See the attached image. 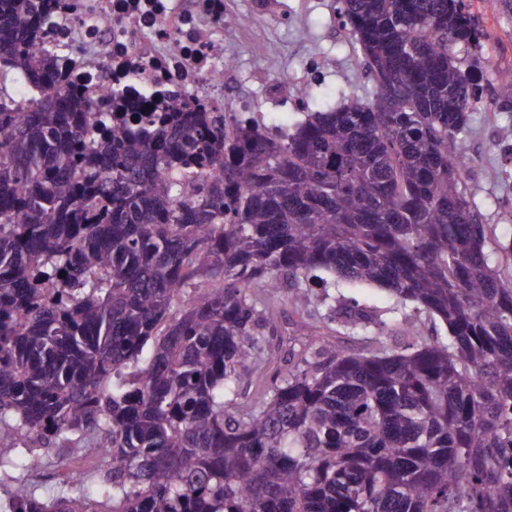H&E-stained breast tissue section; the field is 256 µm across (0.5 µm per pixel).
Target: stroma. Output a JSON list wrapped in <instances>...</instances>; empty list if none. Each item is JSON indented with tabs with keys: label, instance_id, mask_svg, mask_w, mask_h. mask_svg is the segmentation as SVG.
Here are the masks:
<instances>
[{
	"label": "stroma",
	"instance_id": "stroma-1",
	"mask_svg": "<svg viewBox=\"0 0 512 512\" xmlns=\"http://www.w3.org/2000/svg\"><path fill=\"white\" fill-rule=\"evenodd\" d=\"M290 23H269L262 46L234 43L236 67L249 76L258 65H266L273 81H293L301 74L307 58L326 56L329 65L321 85L310 92L311 101L322 95L340 100L354 92L367 95L371 84L363 72V55L349 31H338L336 0H282ZM471 10L484 33L481 54L459 48L464 60L479 59L485 86L484 96L472 113L465 143L474 155L466 175L469 199L494 231L490 248L512 249V107L503 103L497 82L499 69L512 67V5L505 0H471Z\"/></svg>",
	"mask_w": 512,
	"mask_h": 512
}]
</instances>
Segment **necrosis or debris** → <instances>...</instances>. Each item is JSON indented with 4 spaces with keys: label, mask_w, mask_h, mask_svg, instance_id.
<instances>
[{
    "label": "necrosis or debris",
    "mask_w": 512,
    "mask_h": 512,
    "mask_svg": "<svg viewBox=\"0 0 512 512\" xmlns=\"http://www.w3.org/2000/svg\"><path fill=\"white\" fill-rule=\"evenodd\" d=\"M47 0L54 26L45 46L94 110L146 115L192 103L198 112H248L225 64L242 35L263 38L269 19L287 23L279 0Z\"/></svg>",
    "instance_id": "obj_1"
}]
</instances>
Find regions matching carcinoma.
<instances>
[{"label":"carcinoma","instance_id":"obj_1","mask_svg":"<svg viewBox=\"0 0 512 512\" xmlns=\"http://www.w3.org/2000/svg\"><path fill=\"white\" fill-rule=\"evenodd\" d=\"M336 4L369 96L292 125L94 117L50 54L52 108L0 85V448L103 472L95 498L22 487V512H512V282L467 198L484 87L456 51L483 33L464 0ZM52 24L0 0V64ZM284 286L302 321L280 335L260 295ZM340 310L363 346L309 345ZM332 292L343 293L346 297H354L357 299L360 305L370 306L379 310H387L392 304V300L389 294L377 287L374 288H347L343 284L336 286V289H332Z\"/></svg>","mask_w":512,"mask_h":512}]
</instances>
